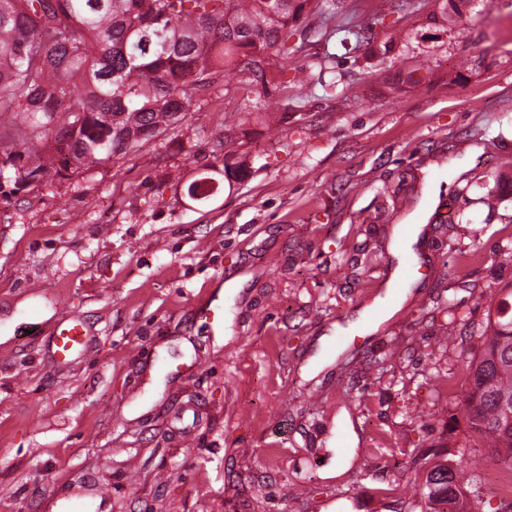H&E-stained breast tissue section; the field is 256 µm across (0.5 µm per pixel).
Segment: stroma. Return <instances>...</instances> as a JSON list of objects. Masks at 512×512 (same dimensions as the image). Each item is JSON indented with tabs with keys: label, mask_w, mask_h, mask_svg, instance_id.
<instances>
[{
	"label": "stroma",
	"mask_w": 512,
	"mask_h": 512,
	"mask_svg": "<svg viewBox=\"0 0 512 512\" xmlns=\"http://www.w3.org/2000/svg\"><path fill=\"white\" fill-rule=\"evenodd\" d=\"M427 2L313 0L301 86L211 72L158 137L0 202V512H420L424 454L496 498L458 397L512 199L460 179L512 176V0L455 29ZM65 315L93 341L58 366Z\"/></svg>",
	"instance_id": "obj_1"
}]
</instances>
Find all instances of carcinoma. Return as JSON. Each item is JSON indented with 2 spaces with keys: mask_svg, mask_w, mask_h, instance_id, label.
Returning a JSON list of instances; mask_svg holds the SVG:
<instances>
[{
  "mask_svg": "<svg viewBox=\"0 0 512 512\" xmlns=\"http://www.w3.org/2000/svg\"><path fill=\"white\" fill-rule=\"evenodd\" d=\"M312 0H0V198L26 196L45 174L96 165L149 141L184 117L203 76L217 65L247 76L248 91L276 86L267 58L318 34L298 25ZM448 0L428 20L461 25ZM224 173L245 176L229 163ZM480 197L494 209L512 179ZM459 405L489 447L512 458V290L497 302L480 354L464 360ZM429 512H470L463 470L438 461L423 473Z\"/></svg>",
  "mask_w": 512,
  "mask_h": 512,
  "instance_id": "cac0c4a2",
  "label": "carcinoma"
}]
</instances>
